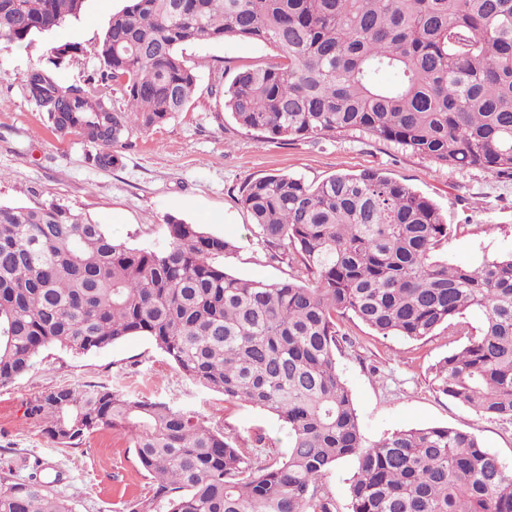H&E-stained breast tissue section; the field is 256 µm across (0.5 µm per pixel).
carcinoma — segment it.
<instances>
[{
	"instance_id": "1",
	"label": "carcinoma",
	"mask_w": 512,
	"mask_h": 512,
	"mask_svg": "<svg viewBox=\"0 0 512 512\" xmlns=\"http://www.w3.org/2000/svg\"><path fill=\"white\" fill-rule=\"evenodd\" d=\"M84 6L0 0V49ZM226 39L277 52L240 68L224 92V111L263 140L360 131L512 178V0H126L84 85L39 69L27 89L54 131H81L103 148L92 161L114 164L133 131L162 125L194 95L180 47ZM240 204L290 278L226 272L216 259L234 244L197 224L175 220L166 245L140 248L53 204L0 205V386L45 347L80 354L148 336L195 384L286 427L288 452L261 458L168 402L102 385L36 398L26 414L61 445L128 433L155 487L125 512H336L325 479L349 457V512H512V473L474 434L431 426L367 439L336 363L346 318L383 337L458 336L433 367L435 388L512 423V251L476 266L439 259L456 228L380 170L252 178ZM0 512L74 510L38 474L1 469Z\"/></svg>"
}]
</instances>
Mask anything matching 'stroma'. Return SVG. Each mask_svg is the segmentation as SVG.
Returning a JSON list of instances; mask_svg holds the SVG:
<instances>
[{"mask_svg": "<svg viewBox=\"0 0 512 512\" xmlns=\"http://www.w3.org/2000/svg\"><path fill=\"white\" fill-rule=\"evenodd\" d=\"M124 4L87 0L77 20L0 50V205L53 203L86 215L134 246L166 245L167 224L180 219L235 243V251L223 259L227 272L274 282L292 271L259 244L252 218L238 202L243 183L279 173L311 183L377 169L431 200L448 223L457 225L445 259L468 264L512 248V179L443 167L358 132L273 142L241 129L212 89L218 83L230 86L241 66L273 61L274 50L262 43L184 45L183 56L197 78L185 110L153 130L132 132L118 151V164L93 163L97 145L78 132L54 133L45 110L27 91V78L33 70L51 67L63 84L83 85L98 66L91 46ZM64 42L78 50L53 66L52 48ZM342 330L349 342L337 357L338 368L367 438L396 429L458 427L478 436L512 470V424L481 416L432 385L433 367L456 348L447 334L419 341L383 337L355 321L344 322ZM78 384L165 401L223 427L245 447L274 456L288 451L287 431L274 416L195 385L148 337L132 336L85 354L50 346L24 375L0 386V469L10 467L24 477L41 463L42 478L54 482L75 512H121L123 501L152 493V481L123 431L101 430L65 447L45 434L40 420L27 416L30 401Z\"/></svg>", "mask_w": 512, "mask_h": 512, "instance_id": "1", "label": "stroma"}]
</instances>
